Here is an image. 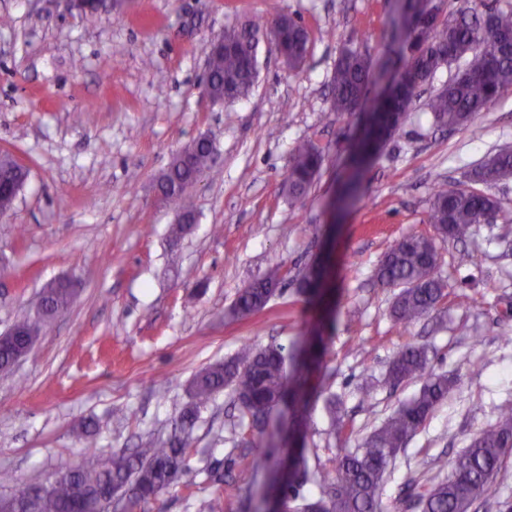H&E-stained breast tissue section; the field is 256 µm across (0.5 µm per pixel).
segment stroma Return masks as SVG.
Masks as SVG:
<instances>
[{"label":"stroma","instance_id":"35a3bbf8","mask_svg":"<svg viewBox=\"0 0 512 512\" xmlns=\"http://www.w3.org/2000/svg\"><path fill=\"white\" fill-rule=\"evenodd\" d=\"M394 0H102L95 16L68 0H0V151L29 171L12 209L0 216V333L33 315L44 286L70 280L76 292L54 330L0 373V496L80 463L86 443L105 456L150 435L171 436L205 367L244 345L290 347L333 309V338L309 380L305 448L310 469L332 470L344 452L417 391L359 389L381 378L409 342L427 344L436 370L456 385L389 466L380 512H407L411 478L446 476L470 438L512 402V180L478 184L503 207L496 223L441 243V271L453 290L445 322L404 328L389 311L394 292L376 285L383 254L402 237L433 234L427 222L438 183L456 186L500 148L512 146V90L472 126L438 127L424 97L459 66L423 88L400 132L361 172L356 199L352 143L366 112L389 86L371 83L361 111L331 108V77L343 46L389 61ZM288 14L306 28L303 67L288 69L261 42L258 78L244 100L216 104L204 93L205 58L226 27L252 15ZM391 69H400L389 61ZM214 143L212 169L195 187L196 222L172 243L177 208L156 191L171 156L191 141ZM303 140L325 153L303 198L287 170ZM328 269L326 308L301 294L295 277ZM290 277L249 319L226 310L272 267ZM329 384L350 425L334 433L320 396ZM231 391L199 412L192 455L177 484L142 512H256L266 475L240 431ZM93 435L84 437L82 424Z\"/></svg>","mask_w":512,"mask_h":512}]
</instances>
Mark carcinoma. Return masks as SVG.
<instances>
[{"instance_id":"cac0c4a2","label":"carcinoma","mask_w":512,"mask_h":512,"mask_svg":"<svg viewBox=\"0 0 512 512\" xmlns=\"http://www.w3.org/2000/svg\"><path fill=\"white\" fill-rule=\"evenodd\" d=\"M437 0H399L392 26L389 54L405 58L399 81L404 91L387 98L386 113H407L418 91L438 71L476 53L475 62L457 72L427 103L435 124L456 130L472 123L501 94L512 88V8L486 5L483 10H459L456 16L428 32L416 23L425 19ZM261 21H246L224 30V50L212 55L208 83L214 103H232L252 93L258 77L257 49ZM288 48L285 62L299 69L309 54L306 29L288 15H281L271 27ZM382 78V68L366 53L352 47L342 49L332 77L331 107L340 114L354 111L367 86ZM213 153L212 144L199 140L170 160L159 180V190L172 202L183 204L199 181ZM323 152L311 141L299 143L288 166V188L295 197L307 194L319 177ZM28 171L12 164V156L0 154V189L23 184ZM512 178V147L489 157L469 176L474 183H496ZM501 205L494 197L473 189H450L438 185L432 195L428 223L434 235H410L394 245L379 261L375 281L394 288L390 316L408 326L433 312L449 296L448 280L441 274L437 240L461 239L470 228L496 217ZM281 268L266 272L241 289L228 309L233 319L249 318L261 311L275 294ZM73 289L50 286L43 289L34 319L13 325L15 350H0V371H9L15 356L27 341L45 333L71 304ZM320 327L312 329L305 347L289 352L276 344L245 346L232 359L206 367L191 382V404L182 412L183 425H192L199 409L226 388L232 390L242 417L273 419L279 406L288 403L294 429L306 425L308 378L318 366L314 350L324 347ZM384 381L391 387L419 383L414 396L400 405L383 423L366 436L353 452L344 453L332 473L319 478L321 497L299 499V480L309 472L304 445L292 435L270 434V447L288 449V475L281 476L282 457L267 451L256 455L255 463L270 471L259 499L273 504L272 510L287 512H378L379 491L390 464L419 431L434 410L448 397L454 378L435 372L430 350L407 344L388 361ZM190 438L168 440L148 438L132 455L109 459L95 452L83 455L73 470H60L52 488L34 498L15 495L0 498V512H79L86 502L109 512L112 493L124 490L130 512L156 499L185 473L189 462ZM512 455V403L497 408L495 422L480 430L455 459L450 472L430 488L421 491L409 485V498L420 512H469L472 505L491 488L505 458Z\"/></svg>"}]
</instances>
